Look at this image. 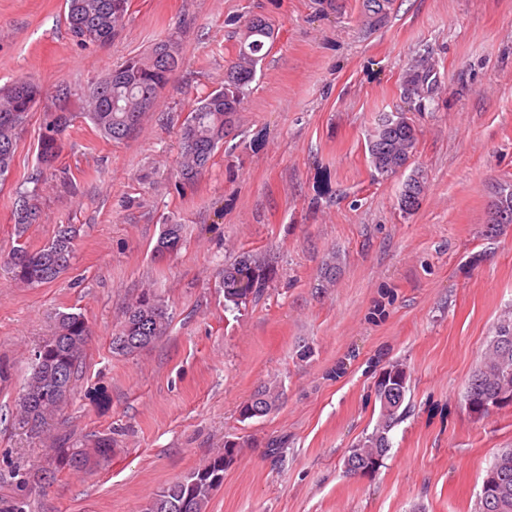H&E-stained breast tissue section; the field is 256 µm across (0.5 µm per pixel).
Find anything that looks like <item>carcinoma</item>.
I'll return each mask as SVG.
<instances>
[{"label":"carcinoma","mask_w":512,"mask_h":512,"mask_svg":"<svg viewBox=\"0 0 512 512\" xmlns=\"http://www.w3.org/2000/svg\"><path fill=\"white\" fill-rule=\"evenodd\" d=\"M393 0H364L367 24L382 25ZM128 0H65V21L77 39L105 43L112 39L119 21L125 16ZM273 39L267 22L255 19L246 24L237 55L224 75L223 97L210 93L188 114L180 129L181 152L174 175L181 184H190L206 171L214 151L229 127L235 124L242 104V88L251 82L263 59V50ZM171 50L180 55L179 43L171 39L155 44L145 55L128 60L112 70L103 80L91 85L84 94V115L104 137L123 141L136 135L145 112L151 109L179 61L163 72L160 54ZM417 88L416 101L432 98L435 86L432 70L422 65L410 70L404 86ZM48 97L33 81H18L0 93V182L11 172L19 134L31 112ZM70 100L51 96L43 107L38 145L39 163L52 165L61 152L62 135L71 125L74 113ZM418 140V130L407 113L393 117V128L376 130L368 144L374 169L382 176H392L407 167ZM425 177L415 171L405 181L399 195L401 211L410 214L420 203ZM488 232L495 233L499 208L512 213V184L498 187ZM39 207L35 192L20 195L13 217L19 233L36 223ZM75 231L62 226L55 238L42 248L31 251L21 243L9 254L6 265L12 278L26 284H48L70 266ZM182 244V225L166 224L154 247L157 256L176 251ZM340 271L337 255H331L321 269L320 287L336 282ZM269 262L254 254L243 253L221 272L224 300L240 309L258 299L272 279ZM169 327L167 306L157 295L146 291L130 302L112 337V349L121 355H133L166 335ZM91 330L80 313L60 312L55 328L37 348L31 374L25 382L20 403V420L39 434L51 426L54 418L71 399L82 354ZM374 384V409L377 416L371 432L351 446L344 460L351 475L373 473L392 447L391 435L404 417V402L410 388V373L405 364L392 361L381 367ZM283 396L282 383L274 380L257 388L241 406V421L260 418L276 411ZM471 411L479 416L492 409L512 405V317L500 321L481 362L468 380L465 392ZM241 445L224 441L218 453L201 467L159 488L148 500L144 512H206L209 501L224 483V471L236 461ZM57 465L79 469L89 462L84 448L54 449ZM495 488L480 498V512H512V448L502 449L493 461Z\"/></svg>","instance_id":"obj_1"}]
</instances>
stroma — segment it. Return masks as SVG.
<instances>
[{"mask_svg": "<svg viewBox=\"0 0 512 512\" xmlns=\"http://www.w3.org/2000/svg\"><path fill=\"white\" fill-rule=\"evenodd\" d=\"M255 16L274 40L238 121L207 172L176 190L180 127L223 89ZM167 39L182 61L138 134L114 142L78 117L42 173L33 112L0 184V263L17 243L36 249L59 225L78 229L71 267L52 283L27 286L0 267V499L26 512H143L232 439L243 448L207 512H478L487 468L512 448V407L480 417L465 400L512 312V224L486 232L496 186L512 184V0H394L378 27L363 0H129L112 40L86 44L64 0H0V89L19 79L84 89ZM425 53L437 90L411 114L409 166L426 188L408 215L397 204L406 174L380 176L367 143L381 113L406 109L405 76ZM34 175L42 218L21 234L13 212ZM172 223L184 243L155 259ZM245 252L276 275L231 311L218 272ZM334 253L336 283L316 289ZM145 288L167 304L169 331L115 354L112 332ZM60 311L84 314L92 334L71 401L35 435L18 421L19 396ZM392 361L410 372L407 413L379 469L347 474L345 456L375 422V371ZM274 379L282 406L241 421V405ZM102 436L110 458L56 467L59 441ZM272 440L282 457L266 456ZM15 469L52 476L22 486Z\"/></svg>", "mask_w": 512, "mask_h": 512, "instance_id": "1", "label": "stroma"}]
</instances>
